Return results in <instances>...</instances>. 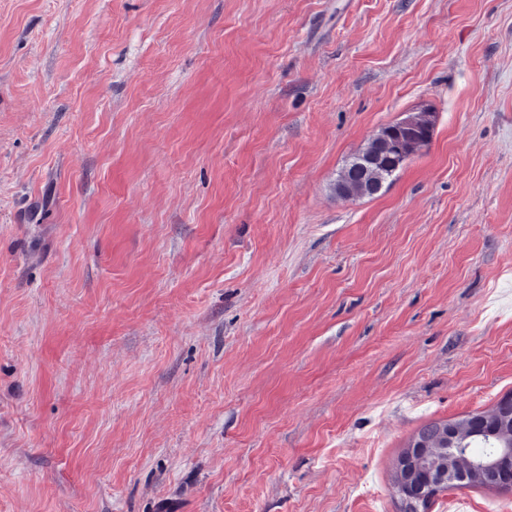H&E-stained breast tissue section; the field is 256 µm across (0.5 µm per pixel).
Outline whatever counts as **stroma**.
Wrapping results in <instances>:
<instances>
[{"instance_id": "obj_1", "label": "stroma", "mask_w": 512, "mask_h": 512, "mask_svg": "<svg viewBox=\"0 0 512 512\" xmlns=\"http://www.w3.org/2000/svg\"><path fill=\"white\" fill-rule=\"evenodd\" d=\"M509 393L512 0H0V512H398ZM396 125L397 123L383 128V130L377 135V137H382L383 135L388 134L394 146L401 147L404 141V136L398 130ZM389 148V141L382 137V140H380V142L376 145L371 154L368 155V163L373 165H380L382 159L388 154Z\"/></svg>"}]
</instances>
